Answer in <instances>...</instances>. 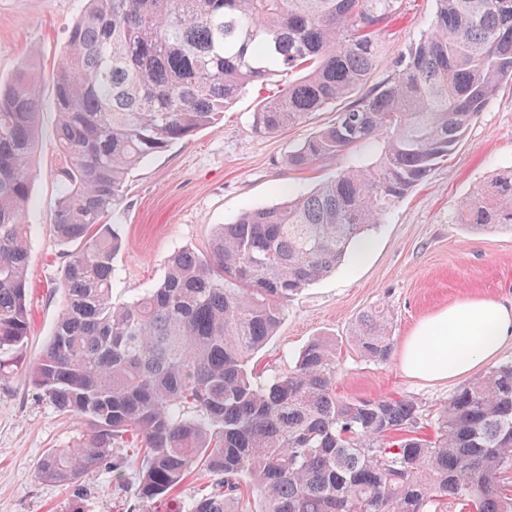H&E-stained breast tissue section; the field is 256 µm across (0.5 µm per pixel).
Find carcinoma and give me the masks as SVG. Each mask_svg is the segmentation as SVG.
Listing matches in <instances>:
<instances>
[{"instance_id":"1","label":"carcinoma","mask_w":512,"mask_h":512,"mask_svg":"<svg viewBox=\"0 0 512 512\" xmlns=\"http://www.w3.org/2000/svg\"><path fill=\"white\" fill-rule=\"evenodd\" d=\"M429 32L368 85L402 0H85L54 78L59 173L53 229L68 252L63 304L40 357L30 333L26 210L40 80L33 61L0 86V371L23 366L54 408L85 425L51 448L40 478L73 486L127 435L139 439L137 498L180 512L170 494L194 473L207 491L187 512H512V363L460 387L417 435L407 396L350 400L336 391V341L312 339L286 374L248 366L288 301L349 257L364 235L448 158L512 79V0H435ZM296 78L252 113L259 137L336 104L332 124L288 154L344 166L306 194L220 225L203 254L178 252L162 282L112 298L122 245L102 219L145 157L216 123L248 87ZM364 90L351 103L343 101ZM474 230H512V167L460 205ZM392 318L361 314L349 344L383 363Z\"/></svg>"}]
</instances>
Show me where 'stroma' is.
<instances>
[{
  "label": "stroma",
  "instance_id": "1",
  "mask_svg": "<svg viewBox=\"0 0 512 512\" xmlns=\"http://www.w3.org/2000/svg\"><path fill=\"white\" fill-rule=\"evenodd\" d=\"M84 0H0V81H8L39 48L42 112L32 155L27 207L30 266L28 305L31 331L23 349L35 361L51 335L60 295L66 249L52 227L59 191L53 74L68 30L80 18ZM435 0H403L401 15L382 39L383 57L372 75L380 83L401 52L429 30ZM291 76L277 73L250 87L214 126L145 159L129 175L118 222L125 239L114 259L113 297L136 299L164 277L170 255L206 251L219 225L241 213L304 193L340 171L342 161L295 170L288 153L333 120L327 106L307 123L264 138L251 129L262 99L286 87ZM512 165V85L504 84L480 112L456 151L437 165L369 234L364 261L349 260L288 303L286 314L250 366L261 378L288 372L293 357L314 337L339 345L338 392L353 399L411 396L423 409L419 432L434 434L435 415L462 386V379L431 382L408 376L399 347L424 317L465 297L512 301V231H477L456 223L461 201L495 169ZM374 306L392 317L396 347L387 363L363 360L346 343L355 320ZM79 420L60 415L17 369L0 376V512H143L135 497L139 470L132 445L87 470L77 485L38 477L51 448L81 436Z\"/></svg>",
  "mask_w": 512,
  "mask_h": 512
}]
</instances>
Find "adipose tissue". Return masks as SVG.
I'll use <instances>...</instances> for the list:
<instances>
[{
	"label": "adipose tissue",
	"mask_w": 512,
	"mask_h": 512,
	"mask_svg": "<svg viewBox=\"0 0 512 512\" xmlns=\"http://www.w3.org/2000/svg\"><path fill=\"white\" fill-rule=\"evenodd\" d=\"M512 342V302L468 297L421 320L402 351L404 371L443 381L469 374Z\"/></svg>",
	"instance_id": "obj_1"
}]
</instances>
